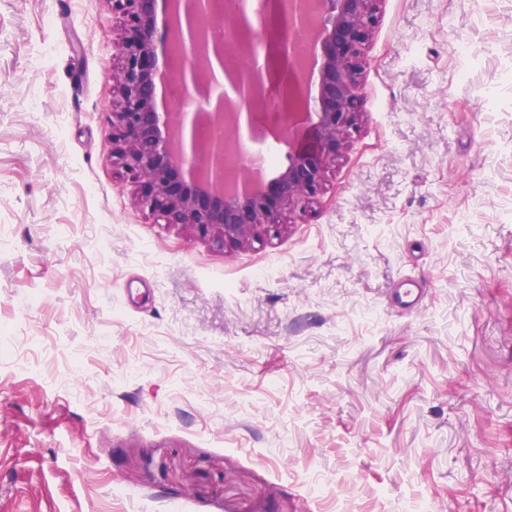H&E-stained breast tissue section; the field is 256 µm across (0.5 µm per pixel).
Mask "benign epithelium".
Masks as SVG:
<instances>
[{
	"label": "benign epithelium",
	"instance_id": "7a95c632",
	"mask_svg": "<svg viewBox=\"0 0 512 512\" xmlns=\"http://www.w3.org/2000/svg\"><path fill=\"white\" fill-rule=\"evenodd\" d=\"M129 36L116 78L117 136L112 155L133 179L149 185L142 204L170 224L218 230L224 241L248 245L278 226L295 201L313 196L329 162L349 142L359 114V57L375 22L377 0H247L225 29V41L242 49L247 65L220 82L210 56L224 62V45L212 40L207 20L224 16L218 0H119ZM170 6L172 22L157 26V4ZM311 53L295 52L296 34ZM277 56L286 66L288 95L266 135L284 145L288 165L267 178L260 171L224 165V153L261 135L242 125L266 111V83L283 78L257 57ZM183 85L177 111L159 109L162 79Z\"/></svg>",
	"mask_w": 512,
	"mask_h": 512
}]
</instances>
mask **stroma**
<instances>
[{
    "label": "stroma",
    "mask_w": 512,
    "mask_h": 512,
    "mask_svg": "<svg viewBox=\"0 0 512 512\" xmlns=\"http://www.w3.org/2000/svg\"><path fill=\"white\" fill-rule=\"evenodd\" d=\"M126 34L0 0V512H512V0H379L348 145L243 247L113 158Z\"/></svg>",
    "instance_id": "1"
}]
</instances>
